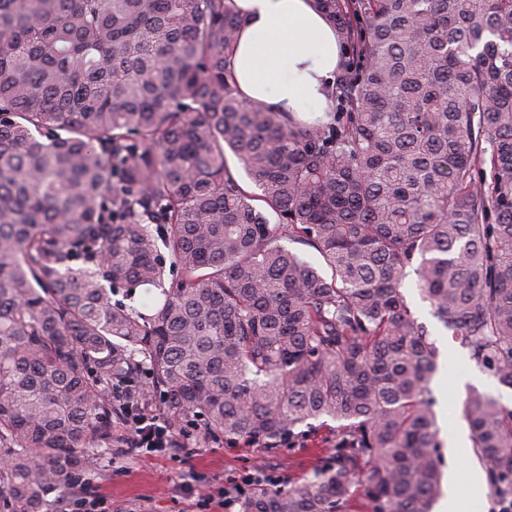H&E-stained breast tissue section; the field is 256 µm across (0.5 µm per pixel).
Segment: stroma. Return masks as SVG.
<instances>
[{
  "mask_svg": "<svg viewBox=\"0 0 512 512\" xmlns=\"http://www.w3.org/2000/svg\"><path fill=\"white\" fill-rule=\"evenodd\" d=\"M403 292L418 322L427 327L441 348L456 354L455 362L445 363L430 384L441 427L439 441L444 444L455 429L467 425L463 416L466 394L456 390V381L478 373L479 368L468 349L453 340L428 302L422 300L414 269L406 271ZM120 434V428H113L111 437L99 442L94 466L85 475L90 490L111 500L112 512H198L205 501L210 504L208 512H228L215 499L218 489H231L251 474L262 483L273 480L275 488L284 490L325 465L336 452L334 431L319 425L291 446L263 448L211 436L166 456L138 455L126 448ZM185 481L192 483V493L182 490Z\"/></svg>",
  "mask_w": 512,
  "mask_h": 512,
  "instance_id": "stroma-1",
  "label": "stroma"
}]
</instances>
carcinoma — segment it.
Instances as JSON below:
<instances>
[{"mask_svg": "<svg viewBox=\"0 0 512 512\" xmlns=\"http://www.w3.org/2000/svg\"><path fill=\"white\" fill-rule=\"evenodd\" d=\"M314 3L341 51L330 123L237 94L229 0H0V512L91 470L114 388L264 448L336 422L331 462L241 512H432L441 352L403 293L415 261L512 388V0ZM463 411L512 501V408L472 389Z\"/></svg>", "mask_w": 512, "mask_h": 512, "instance_id": "1", "label": "carcinoma"}]
</instances>
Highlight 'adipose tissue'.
Returning a JSON list of instances; mask_svg holds the SVG:
<instances>
[{
  "instance_id": "1",
  "label": "adipose tissue",
  "mask_w": 512,
  "mask_h": 512,
  "mask_svg": "<svg viewBox=\"0 0 512 512\" xmlns=\"http://www.w3.org/2000/svg\"><path fill=\"white\" fill-rule=\"evenodd\" d=\"M242 18L230 56L240 96L271 112L329 111L340 48L336 29L313 0H231ZM486 488L464 480L461 468L448 476L442 512H480Z\"/></svg>"
}]
</instances>
